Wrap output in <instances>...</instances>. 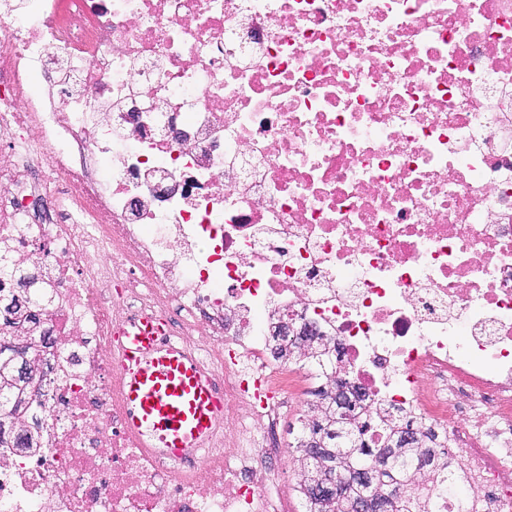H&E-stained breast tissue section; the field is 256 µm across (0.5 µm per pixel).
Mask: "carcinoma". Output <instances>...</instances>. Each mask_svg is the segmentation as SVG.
Here are the masks:
<instances>
[{"instance_id":"obj_1","label":"carcinoma","mask_w":512,"mask_h":512,"mask_svg":"<svg viewBox=\"0 0 512 512\" xmlns=\"http://www.w3.org/2000/svg\"><path fill=\"white\" fill-rule=\"evenodd\" d=\"M47 299V289L24 288L10 301L28 308L40 309ZM28 318L4 320L0 327V342L7 339L4 332L14 329L24 342L26 355L45 367L48 360L41 356L39 347L45 345L35 334H27ZM13 350L0 349V448L38 447V427L28 424V416L43 406L41 388L33 384L8 383L5 365ZM300 356L328 365V388L315 392L321 401L319 414L307 424L306 432L296 447L302 453L305 512H359L355 504L369 486L382 492L372 512H435L430 498H407V488L417 472L430 462L419 451L425 435L411 418L402 419L388 409L378 413L368 424L359 422V396L348 380L347 370L339 360L332 359L330 348L324 343L310 345ZM339 374L344 382L332 380ZM380 432L383 446L370 448L366 443L368 430ZM326 484V495L316 492L315 486Z\"/></svg>"}]
</instances>
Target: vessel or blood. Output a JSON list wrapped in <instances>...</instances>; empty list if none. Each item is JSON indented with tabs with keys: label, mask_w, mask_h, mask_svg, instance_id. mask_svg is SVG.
<instances>
[{
	"label": "vessel or blood",
	"mask_w": 512,
	"mask_h": 512,
	"mask_svg": "<svg viewBox=\"0 0 512 512\" xmlns=\"http://www.w3.org/2000/svg\"><path fill=\"white\" fill-rule=\"evenodd\" d=\"M159 319L124 322L121 384L128 431L160 457L187 459L223 418L211 382Z\"/></svg>",
	"instance_id": "b4317fda"
}]
</instances>
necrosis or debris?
Returning <instances> with one entry per match:
<instances>
[{"label": "necrosis or debris", "instance_id": "obj_1", "mask_svg": "<svg viewBox=\"0 0 512 512\" xmlns=\"http://www.w3.org/2000/svg\"><path fill=\"white\" fill-rule=\"evenodd\" d=\"M26 271L66 345L0 512H284L324 372L285 322L456 455L439 512H512V0H0V294ZM134 315L224 398L195 459L125 427Z\"/></svg>", "mask_w": 512, "mask_h": 512}]
</instances>
